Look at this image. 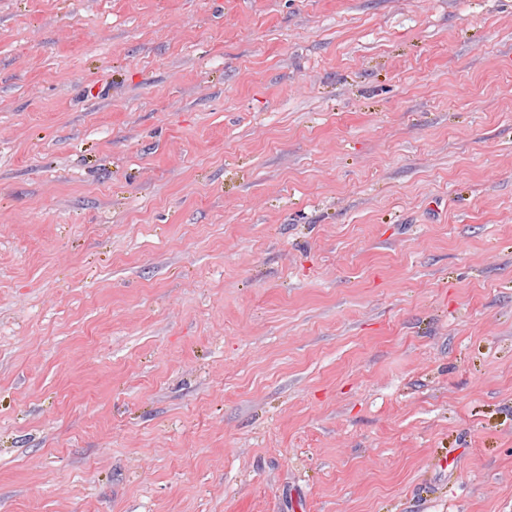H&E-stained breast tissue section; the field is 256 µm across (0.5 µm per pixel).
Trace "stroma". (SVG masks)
Returning <instances> with one entry per match:
<instances>
[{"mask_svg":"<svg viewBox=\"0 0 512 512\" xmlns=\"http://www.w3.org/2000/svg\"><path fill=\"white\" fill-rule=\"evenodd\" d=\"M0 512H512V0H0Z\"/></svg>","mask_w":512,"mask_h":512,"instance_id":"obj_1","label":"stroma"}]
</instances>
